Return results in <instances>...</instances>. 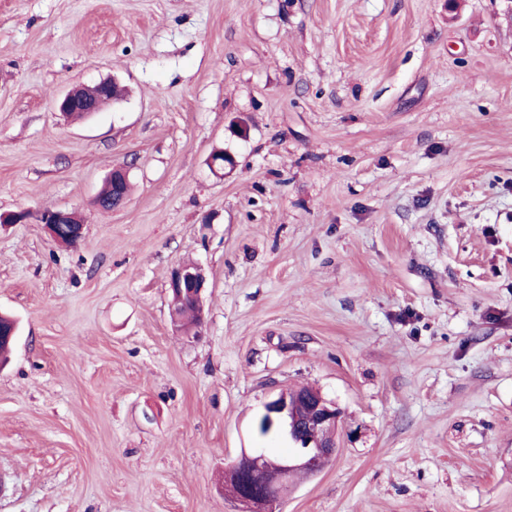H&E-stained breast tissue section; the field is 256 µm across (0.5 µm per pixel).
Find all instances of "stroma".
<instances>
[{
  "label": "stroma",
  "instance_id": "obj_1",
  "mask_svg": "<svg viewBox=\"0 0 512 512\" xmlns=\"http://www.w3.org/2000/svg\"><path fill=\"white\" fill-rule=\"evenodd\" d=\"M498 0H0V512H237L263 404L336 455L276 512H512V25ZM116 81L72 120L57 98ZM224 150L232 158L211 167ZM126 204L91 207L113 167ZM86 218L74 248L38 219ZM205 278L200 335L168 280Z\"/></svg>",
  "mask_w": 512,
  "mask_h": 512
}]
</instances>
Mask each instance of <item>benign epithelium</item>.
<instances>
[{"instance_id":"obj_1","label":"benign epithelium","mask_w":512,"mask_h":512,"mask_svg":"<svg viewBox=\"0 0 512 512\" xmlns=\"http://www.w3.org/2000/svg\"><path fill=\"white\" fill-rule=\"evenodd\" d=\"M112 100V82L76 87L60 97L56 106L63 115L81 112L92 115L101 103ZM53 241L74 245L84 236L85 220L75 210L45 211L40 217ZM205 279L201 268L182 264L169 277L173 298L192 306L203 318ZM261 416L270 427L286 433L294 445L290 456H275L264 448H243L230 464L238 475L235 485L224 493L241 506L240 512H274L276 504L288 495L295 472L328 462L336 452L339 411L318 392L299 396L282 391L263 406Z\"/></svg>"}]
</instances>
